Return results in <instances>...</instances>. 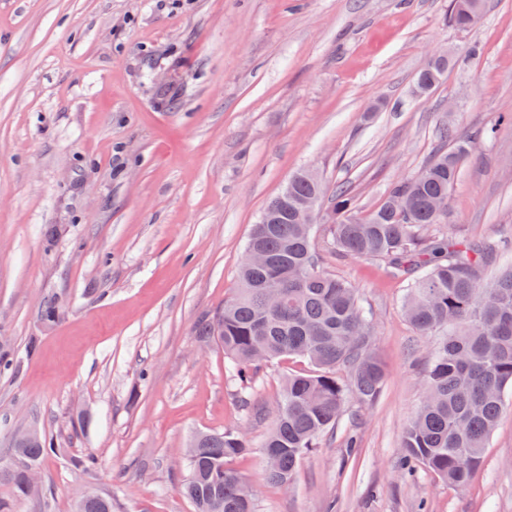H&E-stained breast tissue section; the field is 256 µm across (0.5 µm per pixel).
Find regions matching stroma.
Wrapping results in <instances>:
<instances>
[{"instance_id": "35a3bbf8", "label": "stroma", "mask_w": 512, "mask_h": 512, "mask_svg": "<svg viewBox=\"0 0 512 512\" xmlns=\"http://www.w3.org/2000/svg\"><path fill=\"white\" fill-rule=\"evenodd\" d=\"M450 0H0V469L15 432L56 451L13 512H194L182 461L199 433L246 432L234 468L256 512H512V390L467 485L397 469L437 339L404 310L384 262L329 254L357 292L386 367L377 399L349 400L288 485L263 442L289 357L264 366L249 407L223 349L195 325L238 288L254 224L297 171L348 187L369 213L417 175L451 129L469 144L444 225L512 241V0L457 29ZM451 62L416 96L432 53ZM59 298L53 326L43 303ZM96 455L94 470L72 461Z\"/></svg>"}]
</instances>
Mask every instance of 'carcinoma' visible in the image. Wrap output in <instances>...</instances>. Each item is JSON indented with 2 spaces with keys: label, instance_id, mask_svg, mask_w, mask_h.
<instances>
[{
  "label": "carcinoma",
  "instance_id": "carcinoma-1",
  "mask_svg": "<svg viewBox=\"0 0 512 512\" xmlns=\"http://www.w3.org/2000/svg\"><path fill=\"white\" fill-rule=\"evenodd\" d=\"M452 23L471 27L476 16L469 0H454ZM448 63L430 61L417 80L436 86ZM467 143L441 151L416 178L394 182L366 215L355 210L348 193L328 190L300 171L288 181V204L330 196L331 251L344 257L382 259L392 276L408 282L406 314L416 330L439 336L426 372L427 395L403 441L400 470L420 466L456 486L479 469L486 442L503 411V394L512 388V271L492 281L496 246L453 241L435 215L448 213ZM254 225L248 245L263 251L264 266L242 262L237 294L206 315L195 332L215 340L231 359L240 402L249 405L255 376L277 358L299 356L316 368L290 375L276 403V418L263 443L264 476L286 485L302 457L342 419L349 394L363 404L378 397L384 365L371 349L369 320L355 289L325 271L313 244V224H295L279 198ZM351 372L350 383L336 369ZM250 449L235 429L196 438L188 459L183 492L194 512H254V497L232 462ZM54 443L45 436L15 451L21 462L40 463ZM19 496L28 495L24 466L0 470ZM78 512H112V499L88 493Z\"/></svg>",
  "mask_w": 512,
  "mask_h": 512
}]
</instances>
